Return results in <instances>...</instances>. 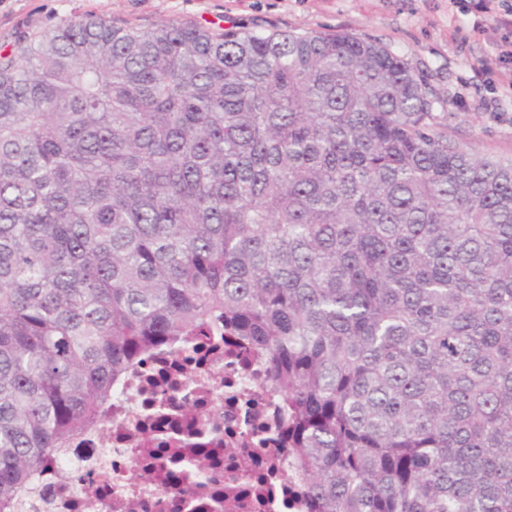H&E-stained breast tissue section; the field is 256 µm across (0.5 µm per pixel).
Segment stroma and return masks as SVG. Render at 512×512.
Returning <instances> with one entry per match:
<instances>
[{
	"instance_id": "stroma-1",
	"label": "stroma",
	"mask_w": 512,
	"mask_h": 512,
	"mask_svg": "<svg viewBox=\"0 0 512 512\" xmlns=\"http://www.w3.org/2000/svg\"><path fill=\"white\" fill-rule=\"evenodd\" d=\"M152 26L188 21L216 30L349 32L408 59L451 113L448 135L482 156L512 159V66L495 61L502 32L474 29L466 0H0V52L74 15Z\"/></svg>"
}]
</instances>
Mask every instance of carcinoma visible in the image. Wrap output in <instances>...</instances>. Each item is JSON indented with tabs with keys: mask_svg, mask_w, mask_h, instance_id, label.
I'll return each mask as SVG.
<instances>
[{
	"mask_svg": "<svg viewBox=\"0 0 512 512\" xmlns=\"http://www.w3.org/2000/svg\"><path fill=\"white\" fill-rule=\"evenodd\" d=\"M354 33L76 15L0 54V512L147 351L243 336L313 512H512V160Z\"/></svg>",
	"mask_w": 512,
	"mask_h": 512,
	"instance_id": "1",
	"label": "carcinoma"
}]
</instances>
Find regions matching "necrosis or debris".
Returning <instances> with one entry per match:
<instances>
[{
	"label": "necrosis or debris",
	"instance_id": "obj_1",
	"mask_svg": "<svg viewBox=\"0 0 512 512\" xmlns=\"http://www.w3.org/2000/svg\"><path fill=\"white\" fill-rule=\"evenodd\" d=\"M285 406L243 344L198 336L151 354L119 384L105 427L40 470L20 512H310L276 437Z\"/></svg>",
	"mask_w": 512,
	"mask_h": 512
}]
</instances>
